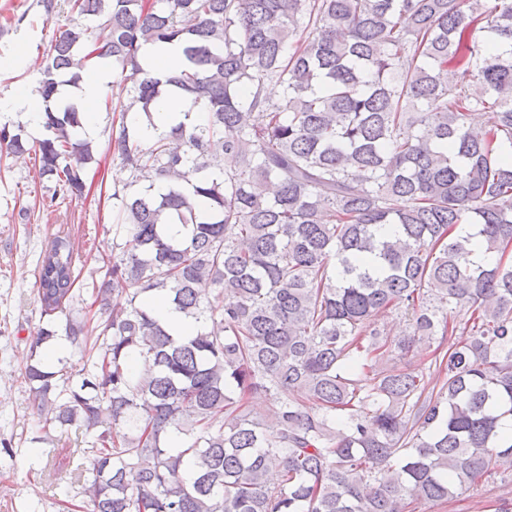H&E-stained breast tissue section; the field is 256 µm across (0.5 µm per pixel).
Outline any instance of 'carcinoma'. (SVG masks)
Here are the masks:
<instances>
[{
	"label": "carcinoma",
	"mask_w": 512,
	"mask_h": 512,
	"mask_svg": "<svg viewBox=\"0 0 512 512\" xmlns=\"http://www.w3.org/2000/svg\"><path fill=\"white\" fill-rule=\"evenodd\" d=\"M162 2L68 0L41 60L46 103L80 80L76 52L119 69L112 153L165 181L112 193L126 241L92 285L100 323L66 313L69 236L38 269L48 324L23 378L41 430L91 434L83 508L406 512L512 469V0ZM97 17L103 44L82 24ZM173 42L186 67L148 76L142 47ZM167 86L207 122L146 142L125 114L151 116ZM45 112L53 203L82 195L94 148L77 107ZM0 145L25 150L6 127ZM154 291L197 333L173 336ZM394 311L399 337L371 321ZM60 314L76 372L37 357ZM419 343L437 376L396 366Z\"/></svg>",
	"instance_id": "1"
}]
</instances>
